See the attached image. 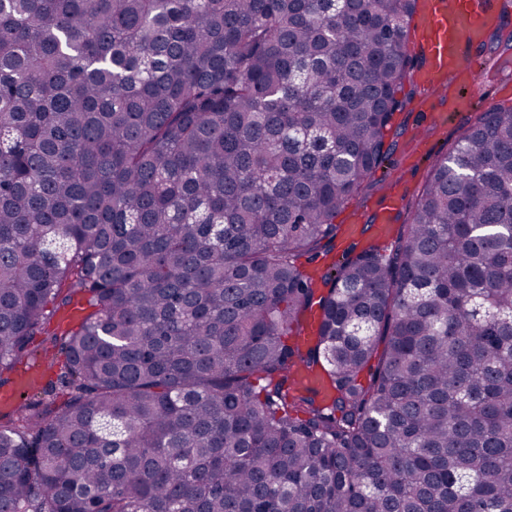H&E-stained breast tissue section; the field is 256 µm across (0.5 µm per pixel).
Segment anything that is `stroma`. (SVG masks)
Returning a JSON list of instances; mask_svg holds the SVG:
<instances>
[{
    "mask_svg": "<svg viewBox=\"0 0 512 512\" xmlns=\"http://www.w3.org/2000/svg\"><path fill=\"white\" fill-rule=\"evenodd\" d=\"M484 50L489 55H499L501 69H482L470 88L473 106L464 112L449 114L441 126H433L427 113L418 107L419 91L404 86L401 95L407 98L406 108L395 113L386 140L396 143L397 150L369 180V186L359 199L349 202L337 214V223L343 224L351 216H358L360 223L373 220L375 213L385 204L389 195L406 201L422 187L433 162L446 153L448 147L473 123L479 112L488 105L512 104V50L498 52L493 32H486ZM59 312L50 311L45 322V332L37 338L23 364L39 363L45 368L44 377L29 392L30 401L51 397L62 401L68 390L57 380L64 355L51 336L58 331Z\"/></svg>",
    "mask_w": 512,
    "mask_h": 512,
    "instance_id": "35a3bbf8",
    "label": "stroma"
}]
</instances>
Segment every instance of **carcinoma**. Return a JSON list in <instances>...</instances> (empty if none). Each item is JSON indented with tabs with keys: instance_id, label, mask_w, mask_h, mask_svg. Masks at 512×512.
Segmentation results:
<instances>
[{
	"instance_id": "carcinoma-1",
	"label": "carcinoma",
	"mask_w": 512,
	"mask_h": 512,
	"mask_svg": "<svg viewBox=\"0 0 512 512\" xmlns=\"http://www.w3.org/2000/svg\"><path fill=\"white\" fill-rule=\"evenodd\" d=\"M417 2L0 0V372L95 307L70 397L0 415V512H512V106L389 253L301 262L391 155Z\"/></svg>"
}]
</instances>
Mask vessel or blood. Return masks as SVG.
<instances>
[{
    "instance_id": "1",
    "label": "vessel or blood",
    "mask_w": 512,
    "mask_h": 512,
    "mask_svg": "<svg viewBox=\"0 0 512 512\" xmlns=\"http://www.w3.org/2000/svg\"><path fill=\"white\" fill-rule=\"evenodd\" d=\"M498 20L495 0H420L411 23L426 65L420 83L426 91L422 111L442 123L448 113L465 110V95L481 62L467 56Z\"/></svg>"
}]
</instances>
